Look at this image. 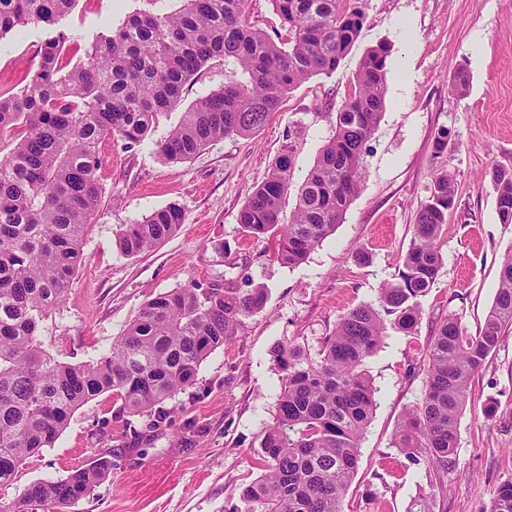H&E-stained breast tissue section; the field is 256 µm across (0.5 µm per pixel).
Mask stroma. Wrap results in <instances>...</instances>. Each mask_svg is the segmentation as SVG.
I'll list each match as a JSON object with an SVG mask.
<instances>
[{"label":"stroma","instance_id":"1","mask_svg":"<svg viewBox=\"0 0 512 512\" xmlns=\"http://www.w3.org/2000/svg\"><path fill=\"white\" fill-rule=\"evenodd\" d=\"M178 0H77L60 23L73 34L66 54L83 59L97 35L136 11L169 13ZM359 38L328 76L302 83L266 124L230 135L192 159L170 163L156 145L195 101L224 84L223 62L188 82L177 108L159 116L140 148L102 144V199L82 260L63 302L44 321L41 340L72 364L110 353L151 297L195 282L236 278L266 288L264 308L243 319L237 337L200 366L195 385L166 401L168 415L122 412L112 393L76 410L52 447L27 460L0 486V506L36 481H56L107 456L104 481L69 512H224L241 487L260 475L261 434L275 413L281 376L271 351L280 343L317 353L351 308L376 303L397 278L413 239L418 209L435 171L456 182V201L439 240L442 265L422 298L411 334L390 331L365 362L378 389L376 410L360 444L358 471L345 512H411L428 489L427 469L393 446L405 412L423 395L426 354L444 320L469 335L484 325L498 288L512 224L501 223L487 169H512V0H364ZM53 34L29 25L0 40V90L20 87L37 68ZM388 49L385 109L367 143L365 175L335 233L300 264H279L276 238L254 240L239 212L285 151L300 185L333 132L366 52ZM470 75L464 94L450 90L458 69ZM448 146L436 151L440 133ZM178 204L175 235L137 258L121 254L117 235L152 211ZM367 261H360L359 253ZM194 431H187V424ZM512 482V329L485 361L459 421L454 463L435 512H489Z\"/></svg>","mask_w":512,"mask_h":512}]
</instances>
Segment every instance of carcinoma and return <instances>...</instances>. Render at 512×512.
<instances>
[{"mask_svg": "<svg viewBox=\"0 0 512 512\" xmlns=\"http://www.w3.org/2000/svg\"><path fill=\"white\" fill-rule=\"evenodd\" d=\"M170 13L134 12L70 64V35L57 31L18 92L0 93V484L50 446L73 413L105 392L129 414H150L195 384L201 363L238 336L242 319L262 310L266 290L234 282H196L150 298L109 355L63 363L43 348L41 325L65 298L102 196L100 143L138 148L159 115L174 108L184 85L211 60L233 65L224 86L199 98L157 144L168 162H183L211 143L260 129L290 90L336 70L359 38L363 0H271L286 37L274 41L249 22L251 0H181ZM76 0H0V37L29 24L58 25ZM387 49H370L336 112L335 131L299 187L288 223L281 200L292 185V153L281 155L245 202L238 223L254 238L278 237L276 260L290 267L334 234L357 197L366 143L382 117ZM489 174L499 212L512 224V170ZM453 176L433 180L420 206L414 240L398 281L380 289L378 305L347 312L317 356L281 344L272 356L281 376L273 420L262 432V473L225 512H344L357 471L360 441L377 405L364 369L388 336L411 332L441 267L438 241L455 205ZM176 205L153 211L117 235L120 252L138 257L172 237ZM512 327V253L500 268L493 305L478 335L446 320L427 355L422 401L395 432L394 447L414 465L447 476L471 382ZM78 467L60 481H39L0 512H68L103 480L111 461ZM443 485L414 502L434 512ZM490 512H512V482Z\"/></svg>", "mask_w": 512, "mask_h": 512, "instance_id": "cac0c4a2", "label": "carcinoma"}]
</instances>
